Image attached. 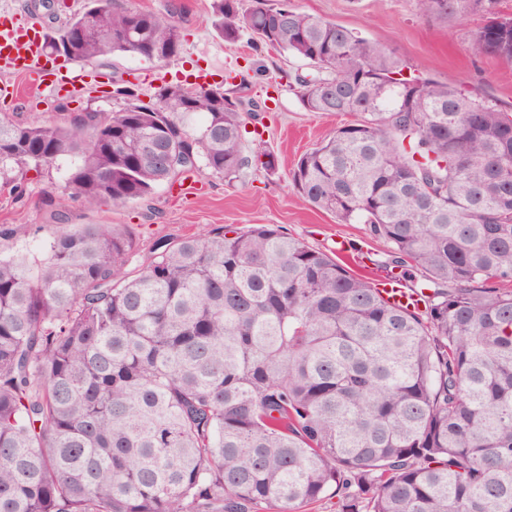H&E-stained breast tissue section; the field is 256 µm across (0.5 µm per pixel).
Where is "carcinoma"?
<instances>
[{
    "mask_svg": "<svg viewBox=\"0 0 512 512\" xmlns=\"http://www.w3.org/2000/svg\"><path fill=\"white\" fill-rule=\"evenodd\" d=\"M429 19L485 17L477 50L512 61L498 0H416ZM303 60L309 112L348 113L297 160L302 199L409 264L424 308L387 304L338 258L270 224L160 242L134 276L125 235L84 224L40 263L0 257V512H512V113L411 67L291 0H212ZM88 27L94 35L76 37ZM49 55L166 62L184 34L122 0L46 29ZM61 125L0 113V186L69 162L87 207L147 202L266 152L224 86L139 85Z\"/></svg>",
    "mask_w": 512,
    "mask_h": 512,
    "instance_id": "carcinoma-1",
    "label": "carcinoma"
}]
</instances>
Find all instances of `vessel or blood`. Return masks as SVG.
<instances>
[{"label":"vessel or blood","instance_id":"obj_1","mask_svg":"<svg viewBox=\"0 0 512 512\" xmlns=\"http://www.w3.org/2000/svg\"><path fill=\"white\" fill-rule=\"evenodd\" d=\"M0 72L34 77L38 89L56 97L97 79L86 69L54 67L41 30L24 25L7 12L0 14Z\"/></svg>","mask_w":512,"mask_h":512}]
</instances>
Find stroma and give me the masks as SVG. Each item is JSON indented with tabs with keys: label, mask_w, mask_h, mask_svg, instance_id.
<instances>
[{
	"label": "stroma",
	"mask_w": 512,
	"mask_h": 512,
	"mask_svg": "<svg viewBox=\"0 0 512 512\" xmlns=\"http://www.w3.org/2000/svg\"><path fill=\"white\" fill-rule=\"evenodd\" d=\"M300 10L358 31L385 51L405 61L418 74L433 77L466 93L492 100L512 112V64L479 52L473 41L482 17L471 15L448 23L429 21L419 15L416 0H292ZM132 7L167 14L181 13L186 34L179 56L166 61H149L130 54L112 55L99 70L106 79L136 76L140 98L150 102L161 82L180 81L193 85L196 75L213 73L215 82L237 70H251L245 85L228 86L231 98L252 101L260 110L246 119L252 135L246 152L263 147L276 160L275 172L251 166L243 169L234 183L212 176L195 179L194 193L184 195L162 185L149 204L122 207L104 204L92 209L63 196V173L55 167L29 172L23 199L0 192V226L12 235L0 238V256L22 254L32 260L45 259L55 229L45 223L48 206L69 216L67 230L84 224H107L130 234L135 257L128 273H136L150 257L153 244L162 238H185L202 230H221L231 225L240 229L255 224H272L308 245L333 252L336 240L350 243L354 253L345 264L372 281L383 279L376 262L386 244L371 237L365 225L343 224L326 212L304 204L292 182L291 172L304 152L315 147L343 117L306 111L289 85V76L305 69V62L287 53L256 47L250 35L233 44L224 42L210 25L211 0H129ZM14 99H0V112L15 120L48 124L63 123L67 111L89 105L116 107L111 92L78 94L68 102L30 90L15 78Z\"/></svg>",
	"instance_id": "1"
}]
</instances>
